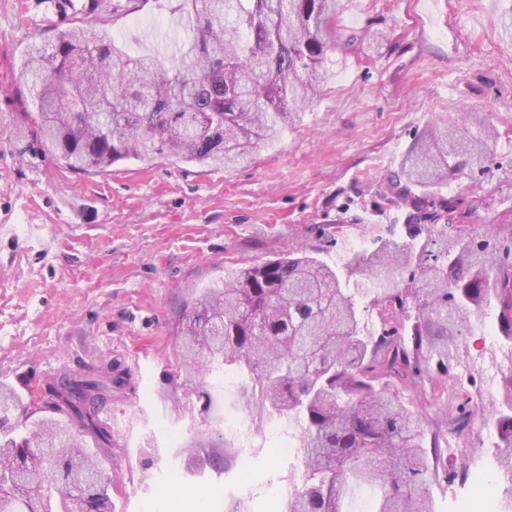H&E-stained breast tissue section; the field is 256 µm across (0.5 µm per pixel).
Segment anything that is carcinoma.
<instances>
[{"mask_svg":"<svg viewBox=\"0 0 512 512\" xmlns=\"http://www.w3.org/2000/svg\"><path fill=\"white\" fill-rule=\"evenodd\" d=\"M191 30V64L131 55L90 24L34 40L17 83L37 103L25 113L45 151L84 175L126 160L166 157L214 168L248 161L277 140L298 108L320 92L329 53L357 35L336 26L338 0H177ZM499 132L472 115L432 121L403 154L385 198L407 214L414 242L378 238L353 263L380 290L392 326L374 343L330 267L287 255L206 289L185 315L187 368H231L259 386L268 406L304 421L302 483L283 512H353L355 493L378 491L361 512H434L430 483L440 448L383 379L422 360L448 359L464 315L497 312L512 344V225L479 240L453 224L438 198L448 177L490 160ZM426 233L419 244L415 239ZM408 286L400 287L404 275ZM416 311L413 351L397 318ZM102 391L88 380L62 400L20 408L0 383V512H115L112 469L84 440L108 431L88 410ZM493 422L494 461L506 484L499 512H512V373L475 408Z\"/></svg>","mask_w":512,"mask_h":512,"instance_id":"cac0c4a2","label":"carcinoma"}]
</instances>
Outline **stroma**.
Listing matches in <instances>:
<instances>
[{"mask_svg":"<svg viewBox=\"0 0 512 512\" xmlns=\"http://www.w3.org/2000/svg\"><path fill=\"white\" fill-rule=\"evenodd\" d=\"M112 0L88 14L129 53L179 61L187 21L176 0H147L113 15ZM339 23L360 49L334 52L319 97L250 164L216 170L167 158L129 160L84 176L36 137L16 142L34 111L17 77L28 44L66 28L45 22L43 0H0V383L24 403L46 397V378L98 371L113 380L106 408L125 424L112 436L116 512H283L271 489L300 483L303 423L262 400L258 387L203 386L178 343L186 302L225 276L303 250L336 268L355 293L363 335L382 321L373 292L349 259L374 235L406 239L404 213L381 193L402 154L433 119L483 113L499 133L484 174L454 177L441 191L459 223L483 236L512 223V0H340ZM391 40L375 45L373 35ZM495 314L464 318L448 339V365L388 383L438 440L449 463L492 471L493 426L472 417L449 433L446 414L496 393L512 348ZM243 443L225 435L238 412ZM223 459L215 471L208 455ZM435 512L481 507L471 482L430 488Z\"/></svg>","mask_w":512,"mask_h":512,"instance_id":"1","label":"stroma"}]
</instances>
